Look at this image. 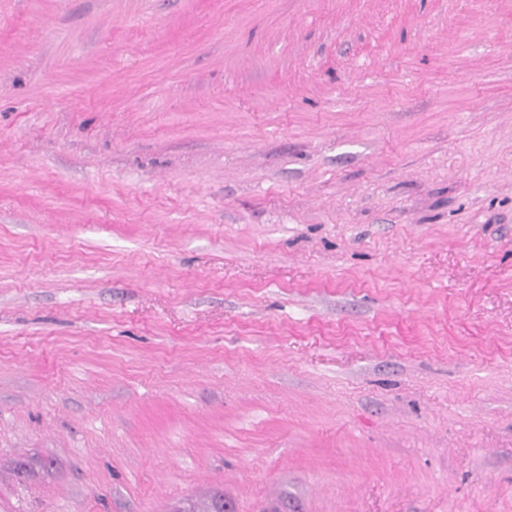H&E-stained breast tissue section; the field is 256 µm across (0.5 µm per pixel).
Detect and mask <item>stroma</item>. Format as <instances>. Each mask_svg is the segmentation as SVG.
Returning <instances> with one entry per match:
<instances>
[{
	"instance_id": "obj_1",
	"label": "stroma",
	"mask_w": 512,
	"mask_h": 512,
	"mask_svg": "<svg viewBox=\"0 0 512 512\" xmlns=\"http://www.w3.org/2000/svg\"><path fill=\"white\" fill-rule=\"evenodd\" d=\"M512 512V0H0V512Z\"/></svg>"
}]
</instances>
